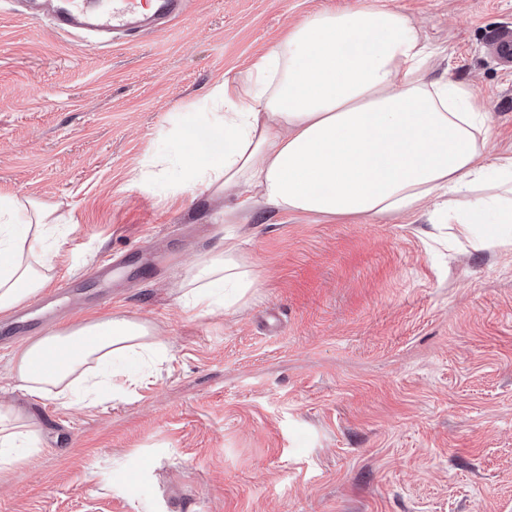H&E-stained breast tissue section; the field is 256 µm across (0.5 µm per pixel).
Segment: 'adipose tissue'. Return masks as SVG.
Returning a JSON list of instances; mask_svg holds the SVG:
<instances>
[{
	"instance_id": "adipose-tissue-1",
	"label": "adipose tissue",
	"mask_w": 512,
	"mask_h": 512,
	"mask_svg": "<svg viewBox=\"0 0 512 512\" xmlns=\"http://www.w3.org/2000/svg\"><path fill=\"white\" fill-rule=\"evenodd\" d=\"M434 53L400 9L362 0L322 10L242 75L211 88L202 124L185 131L177 193L238 187L236 209L371 218L427 212L482 249L512 250V157L488 158V114L467 83L432 76ZM51 206L0 196V314L54 277ZM235 245L197 260L179 287L184 308L223 309L225 289L254 277ZM149 322L113 315L42 337L13 367L33 396L62 403L100 385L134 384L162 354ZM40 451L36 434L0 409V471Z\"/></svg>"
}]
</instances>
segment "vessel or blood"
Masks as SVG:
<instances>
[{
	"label": "vessel or blood",
	"instance_id": "vessel-or-blood-1",
	"mask_svg": "<svg viewBox=\"0 0 512 512\" xmlns=\"http://www.w3.org/2000/svg\"><path fill=\"white\" fill-rule=\"evenodd\" d=\"M55 31L78 35L92 30L136 38L153 33L187 13L190 0H39Z\"/></svg>",
	"mask_w": 512,
	"mask_h": 512
}]
</instances>
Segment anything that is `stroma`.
Returning <instances> with one entry per match:
<instances>
[{
    "instance_id": "1",
    "label": "stroma",
    "mask_w": 512,
    "mask_h": 512,
    "mask_svg": "<svg viewBox=\"0 0 512 512\" xmlns=\"http://www.w3.org/2000/svg\"><path fill=\"white\" fill-rule=\"evenodd\" d=\"M360 0H192L136 42L68 37L0 0V195L55 206L57 325L120 313L166 352L92 406L20 388L11 359L49 326L0 316V403L43 451L0 472V512H512V251L426 215L234 211L140 183L177 159L216 81L300 18ZM437 72L472 84L512 155V69L488 51L512 0H386ZM234 237L256 286L229 311L178 287Z\"/></svg>"
}]
</instances>
